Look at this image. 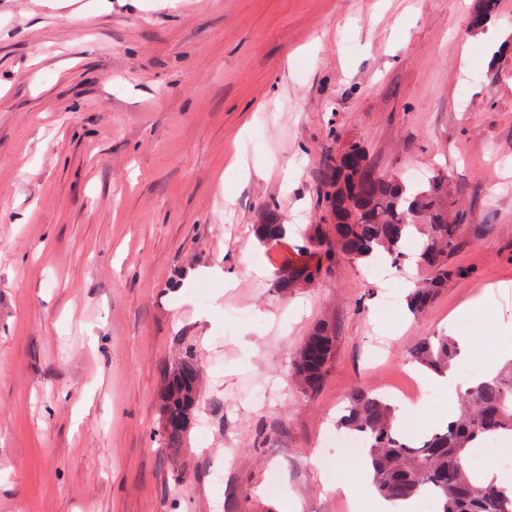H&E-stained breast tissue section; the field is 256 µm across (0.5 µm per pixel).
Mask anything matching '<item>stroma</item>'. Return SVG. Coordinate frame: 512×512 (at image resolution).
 <instances>
[{
  "mask_svg": "<svg viewBox=\"0 0 512 512\" xmlns=\"http://www.w3.org/2000/svg\"><path fill=\"white\" fill-rule=\"evenodd\" d=\"M477 5L0 0V512H373L315 453L350 393L463 335L477 293L491 320L461 361L512 345V0L474 31ZM338 131L380 169L441 172L468 213L462 273L420 315L344 259L281 294L301 237L250 240L270 202L319 222ZM321 323L310 393L290 361ZM190 346L208 430L172 456L159 392ZM464 388L399 409L407 433ZM335 338L333 330L326 324L317 325L305 336L291 363V374L303 390L314 392L322 385L335 348Z\"/></svg>",
  "mask_w": 512,
  "mask_h": 512,
  "instance_id": "35a3bbf8",
  "label": "stroma"
}]
</instances>
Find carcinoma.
Instances as JSON below:
<instances>
[{
    "mask_svg": "<svg viewBox=\"0 0 512 512\" xmlns=\"http://www.w3.org/2000/svg\"><path fill=\"white\" fill-rule=\"evenodd\" d=\"M499 8V0H479L471 27L484 26ZM336 140L320 194L322 221L329 225L313 226L298 248L306 260L285 262L278 288L286 292L311 285L331 272L340 257L362 264L384 256L397 265L402 245L417 234L415 262L424 276L407 304L419 315L438 289L461 273L448 267L465 220L451 201L448 179L439 172L425 184L412 185L400 175L378 170L359 141L340 133ZM255 233L270 247L288 237L276 205L267 206ZM334 348L335 335L326 324L305 336L291 363V374L303 390L314 392L322 385ZM458 355L453 337L428 336L414 346L411 360L422 371L443 373ZM199 379L197 357L189 348L160 391L163 421L157 437L163 447H181L198 403ZM460 405V413L446 426L410 440L399 425L395 404L380 393L358 389L337 426L366 439L372 484L385 499H416L432 492L440 500V512H512V486L481 481L466 464L471 450L489 438L512 435V363L473 383Z\"/></svg>",
    "mask_w": 512,
    "mask_h": 512,
    "instance_id": "1",
    "label": "carcinoma"
}]
</instances>
